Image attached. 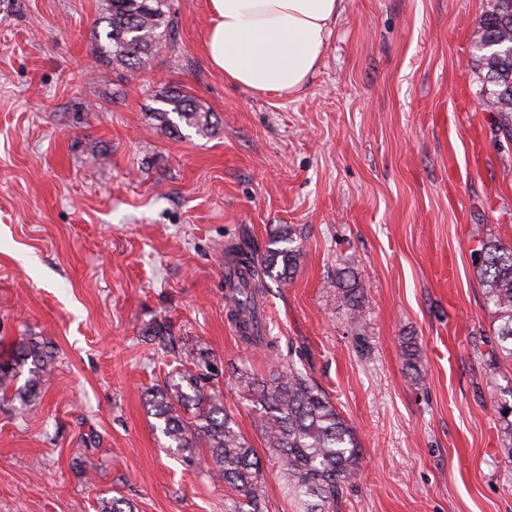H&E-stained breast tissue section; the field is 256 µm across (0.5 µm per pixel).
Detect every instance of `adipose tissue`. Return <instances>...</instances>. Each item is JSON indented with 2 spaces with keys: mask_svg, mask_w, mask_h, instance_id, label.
<instances>
[{
  "mask_svg": "<svg viewBox=\"0 0 512 512\" xmlns=\"http://www.w3.org/2000/svg\"><path fill=\"white\" fill-rule=\"evenodd\" d=\"M344 0H209L211 65L231 86L263 95L302 91L320 65Z\"/></svg>",
  "mask_w": 512,
  "mask_h": 512,
  "instance_id": "ef3b65f1",
  "label": "adipose tissue"
}]
</instances>
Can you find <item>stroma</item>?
<instances>
[{"label":"stroma","mask_w":512,"mask_h":512,"mask_svg":"<svg viewBox=\"0 0 512 512\" xmlns=\"http://www.w3.org/2000/svg\"><path fill=\"white\" fill-rule=\"evenodd\" d=\"M489 2L344 0L307 87L261 96L210 66L208 0H170L175 31L137 72L100 60V0H0V355L24 336L52 353L36 401L0 402V512L112 496L225 512L233 491L169 450L145 405L171 363L143 334L161 316L213 354L268 512H300L237 387L274 359L239 339L224 290L225 246L264 248L284 224L300 258L267 290L265 330L357 430L340 512H512V362L475 271L480 239L512 244V134L471 64ZM165 86L212 113L211 135L158 129Z\"/></svg>","instance_id":"35a3bbf8"}]
</instances>
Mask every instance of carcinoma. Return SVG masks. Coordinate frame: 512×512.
<instances>
[{"instance_id": "1", "label": "carcinoma", "mask_w": 512, "mask_h": 512, "mask_svg": "<svg viewBox=\"0 0 512 512\" xmlns=\"http://www.w3.org/2000/svg\"><path fill=\"white\" fill-rule=\"evenodd\" d=\"M96 25L103 26L105 41L100 57L115 67L136 71L145 68L153 53L174 29L168 0H101ZM512 41V0H493L477 28L474 67L482 76L485 103L500 113L502 129L512 131V53L495 54L491 44ZM151 119L168 134L180 125L206 135L213 127L212 113L180 88L166 87L153 97ZM296 230L280 226L264 249L242 241L225 251L224 288L228 316L240 338L275 354L277 346L262 335L261 298L269 283L291 278L300 256ZM477 275L492 308L496 351L512 360V246L501 239H486L479 249ZM162 354L180 368L165 375L148 391L146 404L157 419L155 428L189 461L205 458L212 475L237 492L242 500L228 512H267L264 468L249 439L235 425L224 407L221 392L211 386L218 376L214 358L203 348L185 345L173 335L167 321L145 330ZM406 367L417 370L418 348L413 338L401 345ZM52 355L35 336L19 339L8 358H0V397L25 405L33 401L44 381ZM24 385H16L21 372ZM240 391L258 408L256 428L268 453L275 457L286 479L287 492L301 504L302 512H336L343 490L360 464V444L354 426L336 409L328 394L293 360L280 363L269 378L248 371L237 376ZM503 414L502 452L512 459V404H499ZM102 512H134L123 497L102 502Z\"/></svg>"}]
</instances>
